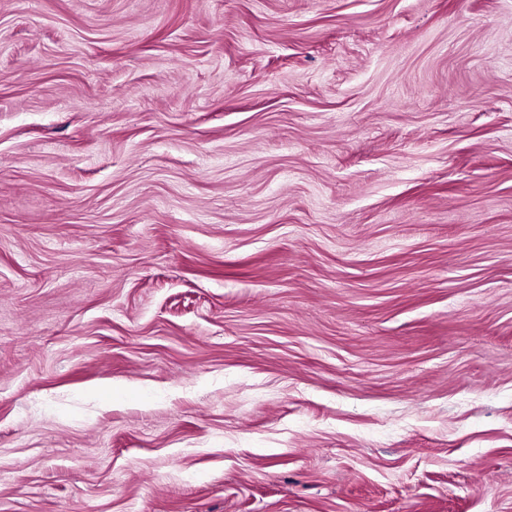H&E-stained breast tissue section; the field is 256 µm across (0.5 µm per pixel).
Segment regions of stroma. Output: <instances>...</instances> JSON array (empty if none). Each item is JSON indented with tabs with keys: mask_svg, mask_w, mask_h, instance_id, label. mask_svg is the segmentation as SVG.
Returning <instances> with one entry per match:
<instances>
[{
	"mask_svg": "<svg viewBox=\"0 0 512 512\" xmlns=\"http://www.w3.org/2000/svg\"><path fill=\"white\" fill-rule=\"evenodd\" d=\"M0 512H512V0H0Z\"/></svg>",
	"mask_w": 512,
	"mask_h": 512,
	"instance_id": "obj_1",
	"label": "stroma"
}]
</instances>
